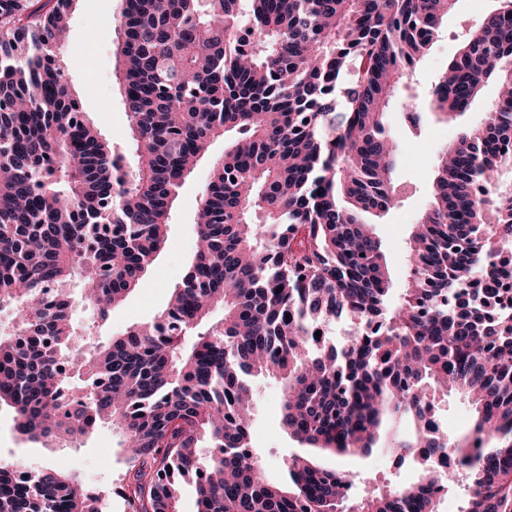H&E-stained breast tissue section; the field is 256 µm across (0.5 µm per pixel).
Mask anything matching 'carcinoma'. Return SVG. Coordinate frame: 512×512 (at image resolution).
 Masks as SVG:
<instances>
[{
  "mask_svg": "<svg viewBox=\"0 0 512 512\" xmlns=\"http://www.w3.org/2000/svg\"><path fill=\"white\" fill-rule=\"evenodd\" d=\"M73 0H0V404L17 433L74 442L107 423L127 449L129 512H439L464 470L460 512H512V0H498L431 94L453 120L492 83L478 127L448 144L413 226L407 285L390 300L363 216L398 201L386 114L459 0H124L120 84L130 169L80 111L57 47ZM219 138L198 247L166 309L80 346L78 305L104 318L168 245L178 189ZM356 322L324 351L328 316ZM285 384L288 436L335 455L390 447L452 457L388 489L292 454L288 482L250 444L251 377ZM475 410L469 434L422 427L436 392ZM209 448L202 456L200 448ZM0 512H101L63 465L0 462Z\"/></svg>",
  "mask_w": 512,
  "mask_h": 512,
  "instance_id": "carcinoma-1",
  "label": "carcinoma"
}]
</instances>
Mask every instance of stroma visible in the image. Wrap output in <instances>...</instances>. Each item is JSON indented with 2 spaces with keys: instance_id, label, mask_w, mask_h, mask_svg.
<instances>
[{
  "instance_id": "35a3bbf8",
  "label": "stroma",
  "mask_w": 512,
  "mask_h": 512,
  "mask_svg": "<svg viewBox=\"0 0 512 512\" xmlns=\"http://www.w3.org/2000/svg\"><path fill=\"white\" fill-rule=\"evenodd\" d=\"M497 0H459L457 9L445 20L431 49L420 58L401 84L393 110L387 117L388 132L398 158L399 203L373 226L380 237L392 279V295L400 297L407 271V247L411 226L428 206L432 193L434 168L440 151L452 141L459 127L483 120L485 100L494 97V85H487L481 102L475 103L455 121L429 107L430 92L460 44L478 27ZM122 0H73L69 9V38L57 51L64 73L80 101L82 112L92 119L126 163H133L125 134L128 118L120 95L116 72L118 31ZM416 107L420 113L418 128L405 125L402 114ZM224 153L223 141H216L209 160L203 161L178 191L172 210L170 244L150 267L140 288L124 305L99 319L84 308L75 317L81 325L85 343L105 342L128 327L152 320L167 306L172 288L181 279L196 240V215L201 192L207 184L213 160ZM282 384L263 379L255 385V407L251 424V442L261 452L265 476L273 482L285 479L283 461L304 447L291 439L280 424ZM438 417L443 432L459 438L467 433L474 419L473 409L460 394L437 396ZM14 412L0 406V460H21L29 468L41 469L65 463L86 488L101 496L102 512H126L119 494L127 477L125 456L111 426L101 425L89 436L60 448L20 441L14 430ZM322 467L338 469L349 475L352 490L362 494L373 488L414 480L415 470L397 463L384 448L370 456L317 455Z\"/></svg>"
}]
</instances>
